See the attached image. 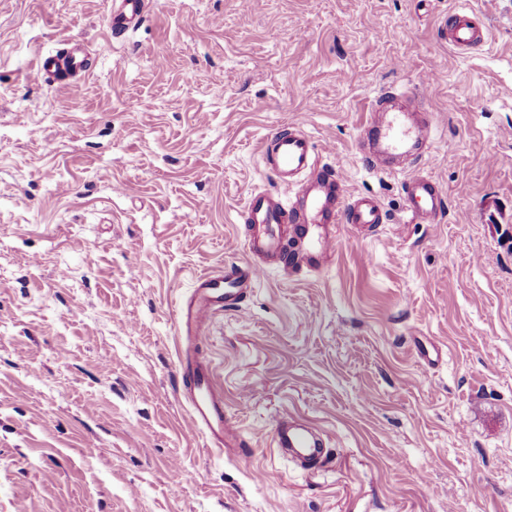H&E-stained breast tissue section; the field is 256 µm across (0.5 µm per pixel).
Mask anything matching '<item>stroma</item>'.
I'll return each mask as SVG.
<instances>
[{
	"label": "stroma",
	"mask_w": 512,
	"mask_h": 512,
	"mask_svg": "<svg viewBox=\"0 0 512 512\" xmlns=\"http://www.w3.org/2000/svg\"><path fill=\"white\" fill-rule=\"evenodd\" d=\"M110 5L0 0V512H512V0H151L121 37ZM460 9L466 51L436 34ZM72 40L85 81L35 83ZM384 91L435 113L437 223L355 153ZM300 116L391 221L268 268L196 340L250 442L222 455L190 432L175 309L247 260L253 189L289 196L262 143ZM288 413L321 467L271 447Z\"/></svg>",
	"instance_id": "1"
}]
</instances>
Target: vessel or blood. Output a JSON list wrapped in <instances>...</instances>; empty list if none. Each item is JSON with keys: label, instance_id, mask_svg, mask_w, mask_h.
<instances>
[{"label": "vessel or blood", "instance_id": "b4317fda", "mask_svg": "<svg viewBox=\"0 0 512 512\" xmlns=\"http://www.w3.org/2000/svg\"><path fill=\"white\" fill-rule=\"evenodd\" d=\"M147 5L148 0H112L108 17L112 34L120 36L136 28ZM437 36L464 49L482 39L479 24L461 12L449 15ZM87 55L85 46L78 42L41 54L32 78L44 84H79L89 69ZM371 110L373 119L357 141L359 153L375 170L392 165L405 168L404 192L410 203L411 222L435 223L445 209V196L431 176L415 167L431 138L432 111L416 97L407 95L397 103L376 100ZM263 152L278 181L288 184L294 195L284 203L267 191L248 194L240 217L246 228L242 243L250 259L225 264L219 272L197 277L193 295L179 304L175 313L178 330L185 338L202 335L221 312L241 310L250 289L264 272L257 257L273 259L289 275L318 273L335 256L341 225L376 227L388 221L376 199L346 196L340 172L319 165L316 147L304 132L302 121L272 132L263 142ZM285 229L296 239L297 250L286 251L281 236ZM179 370L192 432L202 436L210 448L244 447L245 438L226 416L224 396L216 388L208 364L185 352L180 357ZM274 444L287 449L293 459L308 468L321 463L327 447L324 436L311 423L290 414L276 426Z\"/></svg>", "mask_w": 512, "mask_h": 512}]
</instances>
